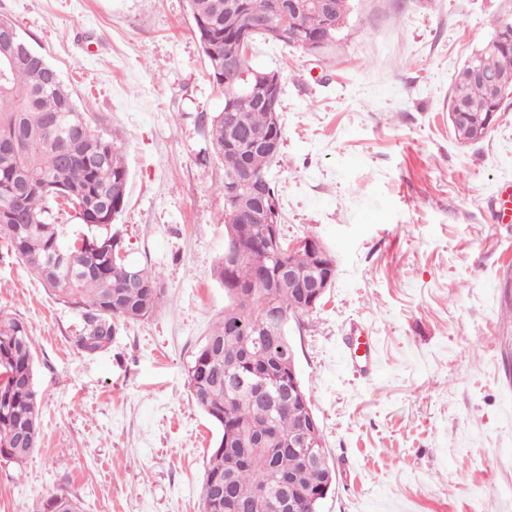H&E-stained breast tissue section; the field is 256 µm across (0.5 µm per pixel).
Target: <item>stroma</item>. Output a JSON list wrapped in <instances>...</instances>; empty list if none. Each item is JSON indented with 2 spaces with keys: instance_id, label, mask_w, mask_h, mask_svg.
<instances>
[{
  "instance_id": "stroma-1",
  "label": "stroma",
  "mask_w": 512,
  "mask_h": 512,
  "mask_svg": "<svg viewBox=\"0 0 512 512\" xmlns=\"http://www.w3.org/2000/svg\"><path fill=\"white\" fill-rule=\"evenodd\" d=\"M509 13L512 0H352L324 52L252 51L282 85L281 233L318 238L336 263L321 303L288 322L336 472L321 512H512V223L489 209L512 179V98L481 141L448 122L459 68ZM0 15L120 146L115 226L164 289L88 355L79 312L0 235V309L28 323L41 407L37 447L0 462V512H40L62 491L83 512H202L218 431L188 367L228 302L207 128L224 95L188 0H0ZM355 336L375 340L374 377L345 362Z\"/></svg>"
}]
</instances>
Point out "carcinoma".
<instances>
[{"label":"carcinoma","mask_w":512,"mask_h":512,"mask_svg":"<svg viewBox=\"0 0 512 512\" xmlns=\"http://www.w3.org/2000/svg\"><path fill=\"white\" fill-rule=\"evenodd\" d=\"M194 33L206 57L210 76L224 91V107L210 117L208 136L213 154L224 164V213L236 203L262 212L278 205L267 170L281 152V130L269 108L245 98L224 72V54L238 46L241 34L266 36L255 28L271 21L280 41L307 50L320 36L334 42L350 11L351 0H323L325 9H311L314 0H189ZM481 77L462 66L448 96V105L461 103L468 112L464 125L453 128L462 142L486 135L488 84L512 93V14L498 19L492 38L470 56ZM62 80L17 59L0 78V222L11 215L17 223L5 233L11 251L59 300L82 312L75 341L79 347L112 342L122 322L148 318L163 288L158 274L121 259L125 250L118 231L93 223L99 208L119 216L127 197L108 191L129 182L120 147L98 134ZM251 173L267 194H255L237 178ZM63 203H58V198ZM73 211L83 226L82 246L71 237L67 258L56 253L62 242L54 216ZM233 262L221 260L218 276L228 294L224 315L195 354L188 369L194 403L220 431L206 465L202 512H247L264 488L286 478L305 492L295 512H318L313 495L324 481V469L304 463L288 451L302 422V409L279 401L273 410L247 395H233L234 381L254 370L288 374L294 363L288 336L266 335L267 315L279 310L293 317L305 313L288 290L270 287L275 262L268 253L260 225L236 234ZM285 261L305 279L320 274L315 254L305 248L284 252ZM243 325L261 343L240 358L230 353L241 335L230 331ZM34 366L30 331L22 318L0 310V456L23 462L40 435L38 392L25 385ZM259 444L239 448L240 439ZM41 512H81L79 500L53 494Z\"/></svg>","instance_id":"cac0c4a2"}]
</instances>
